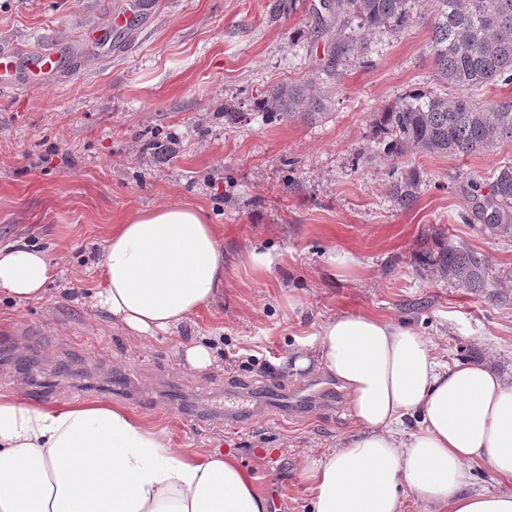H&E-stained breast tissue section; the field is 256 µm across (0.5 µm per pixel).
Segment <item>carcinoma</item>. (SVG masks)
<instances>
[{
  "label": "carcinoma",
  "instance_id": "carcinoma-1",
  "mask_svg": "<svg viewBox=\"0 0 512 512\" xmlns=\"http://www.w3.org/2000/svg\"><path fill=\"white\" fill-rule=\"evenodd\" d=\"M432 47L437 70L458 89L455 94L410 93L374 114L373 126L396 158L409 151L430 155L480 153L512 141V101L485 104L468 91L512 82V0H434ZM411 0H330L329 18L319 17L331 35L323 71L336 72L339 58L353 55L364 32L402 28L413 22ZM274 116L310 120L325 114V99L304 87L281 84L258 102ZM415 178L395 187L399 204L417 198ZM492 210L475 206L476 215L493 231L512 235V160L496 168L490 183ZM433 267L440 276L471 294H490V266L485 255L464 243L441 240Z\"/></svg>",
  "mask_w": 512,
  "mask_h": 512
}]
</instances>
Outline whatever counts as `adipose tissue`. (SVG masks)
<instances>
[{
    "instance_id": "ef3b65f1",
    "label": "adipose tissue",
    "mask_w": 512,
    "mask_h": 512,
    "mask_svg": "<svg viewBox=\"0 0 512 512\" xmlns=\"http://www.w3.org/2000/svg\"><path fill=\"white\" fill-rule=\"evenodd\" d=\"M96 306L134 338L174 334L224 292V243L202 210L168 202L117 225L100 256ZM49 255L0 248V292L41 300ZM315 369L345 389L356 432L307 459L309 512H512V492L471 493L481 462L512 478V378L489 364L441 365L414 330L342 314L317 334ZM236 459L215 448L173 450L162 429L120 405L64 401L46 408L0 393V512H269Z\"/></svg>"
}]
</instances>
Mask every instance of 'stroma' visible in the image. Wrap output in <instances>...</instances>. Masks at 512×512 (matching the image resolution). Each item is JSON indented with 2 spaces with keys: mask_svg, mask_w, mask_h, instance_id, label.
Here are the masks:
<instances>
[{
  "mask_svg": "<svg viewBox=\"0 0 512 512\" xmlns=\"http://www.w3.org/2000/svg\"><path fill=\"white\" fill-rule=\"evenodd\" d=\"M0 0V47L57 48L46 84L0 93V247L24 240L59 262L46 297L0 295V393L53 405L124 406L177 451L234 454L280 512H303L301 465L357 425L335 377L295 371L290 353L343 313L414 329L437 360L490 362L512 377V238L472 214V181L489 184L512 142L483 153L392 157L374 113L405 93L443 94L431 43L432 0H412L406 28L378 29L326 75L320 0ZM130 12L126 23L112 17ZM299 83L328 99L316 120L255 107ZM234 101L241 117L230 120ZM166 144V154L148 149ZM418 198L393 195L408 172ZM202 208L224 241V295L172 337L135 340L93 309L98 256L114 226L169 201ZM491 267L492 297L423 265L436 234ZM269 254L268 268L250 258ZM219 337L221 362L185 366L181 346ZM322 402L291 409L297 386ZM258 410L239 428L224 409Z\"/></svg>",
  "mask_w": 512,
  "mask_h": 512,
  "instance_id": "35a3bbf8",
  "label": "stroma"
}]
</instances>
